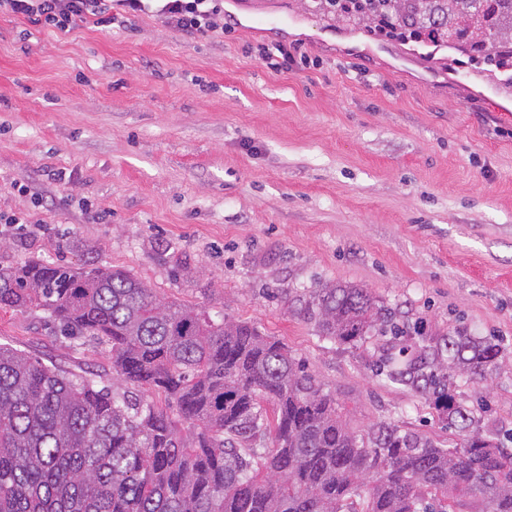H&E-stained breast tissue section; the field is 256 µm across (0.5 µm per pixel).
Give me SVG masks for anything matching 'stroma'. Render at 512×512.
<instances>
[{
    "mask_svg": "<svg viewBox=\"0 0 512 512\" xmlns=\"http://www.w3.org/2000/svg\"><path fill=\"white\" fill-rule=\"evenodd\" d=\"M234 12L220 39L150 15L130 32L66 35L0 15V210L31 216L0 224V267L126 270L285 343L353 429L391 421L447 442L420 395L375 377L369 344L318 336L299 311L312 288L359 285L407 344L458 328L500 343V372L458 391L487 402L485 424L512 428V81L311 0ZM274 41L308 63L263 68ZM0 345L116 381L103 345L38 309L0 310Z\"/></svg>",
    "mask_w": 512,
    "mask_h": 512,
    "instance_id": "35a3bbf8",
    "label": "stroma"
}]
</instances>
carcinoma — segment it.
I'll return each instance as SVG.
<instances>
[{
    "label": "carcinoma",
    "mask_w": 512,
    "mask_h": 512,
    "mask_svg": "<svg viewBox=\"0 0 512 512\" xmlns=\"http://www.w3.org/2000/svg\"><path fill=\"white\" fill-rule=\"evenodd\" d=\"M344 2L355 7L338 19H386L489 62L512 47V0ZM309 304L318 335L377 341V372L418 393L463 445L388 422L356 432L256 326L164 301L122 269L28 261L0 268V309L41 308L62 335L105 345L120 381L164 393L177 419L0 346V512H512V448L453 394L496 370L501 346L459 329L389 347L382 338L401 331L354 284L326 283Z\"/></svg>",
    "instance_id": "1"
}]
</instances>
